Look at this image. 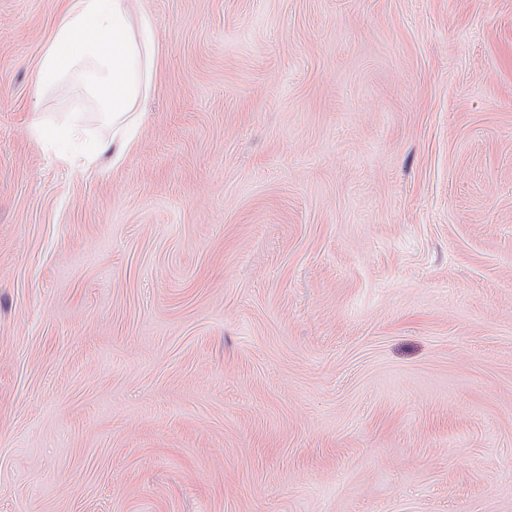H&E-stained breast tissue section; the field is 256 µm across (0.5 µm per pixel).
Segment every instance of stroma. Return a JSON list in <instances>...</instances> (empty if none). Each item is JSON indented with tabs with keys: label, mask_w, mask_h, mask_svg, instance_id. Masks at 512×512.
Masks as SVG:
<instances>
[{
	"label": "stroma",
	"mask_w": 512,
	"mask_h": 512,
	"mask_svg": "<svg viewBox=\"0 0 512 512\" xmlns=\"http://www.w3.org/2000/svg\"><path fill=\"white\" fill-rule=\"evenodd\" d=\"M120 166L0 0V512H512V0H138Z\"/></svg>",
	"instance_id": "stroma-1"
}]
</instances>
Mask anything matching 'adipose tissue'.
Instances as JSON below:
<instances>
[{
	"mask_svg": "<svg viewBox=\"0 0 512 512\" xmlns=\"http://www.w3.org/2000/svg\"><path fill=\"white\" fill-rule=\"evenodd\" d=\"M160 56L154 17L132 12L130 0H67L38 60L35 87L82 77L111 133L90 139L82 117L71 113L59 133L77 149L61 154L65 165L83 171L104 157L115 165L124 159L136 141Z\"/></svg>",
	"mask_w": 512,
	"mask_h": 512,
	"instance_id": "ef3b65f1",
	"label": "adipose tissue"
}]
</instances>
